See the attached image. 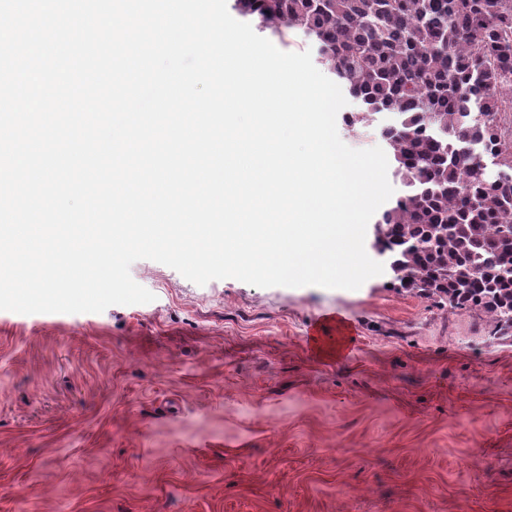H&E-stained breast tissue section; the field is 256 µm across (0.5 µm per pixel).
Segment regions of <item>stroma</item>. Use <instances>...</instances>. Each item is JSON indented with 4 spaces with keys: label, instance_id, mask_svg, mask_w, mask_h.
Wrapping results in <instances>:
<instances>
[{
    "label": "stroma",
    "instance_id": "obj_1",
    "mask_svg": "<svg viewBox=\"0 0 512 512\" xmlns=\"http://www.w3.org/2000/svg\"><path fill=\"white\" fill-rule=\"evenodd\" d=\"M357 108L342 141L383 146L391 115ZM130 273L154 301L0 311V512H512V335L487 316L384 273Z\"/></svg>",
    "mask_w": 512,
    "mask_h": 512
}]
</instances>
